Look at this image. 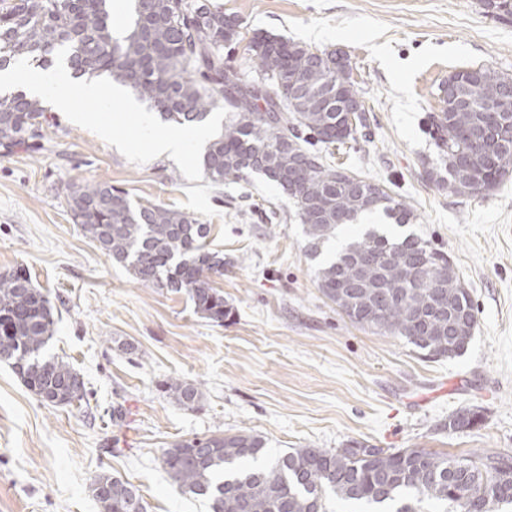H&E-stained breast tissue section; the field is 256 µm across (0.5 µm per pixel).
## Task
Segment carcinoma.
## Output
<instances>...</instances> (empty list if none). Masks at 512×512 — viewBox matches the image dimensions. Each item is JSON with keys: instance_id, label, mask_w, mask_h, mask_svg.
Returning a JSON list of instances; mask_svg holds the SVG:
<instances>
[{"instance_id": "obj_1", "label": "carcinoma", "mask_w": 512, "mask_h": 512, "mask_svg": "<svg viewBox=\"0 0 512 512\" xmlns=\"http://www.w3.org/2000/svg\"><path fill=\"white\" fill-rule=\"evenodd\" d=\"M495 18L512 17V0H482ZM130 24L116 36L111 0H0V70L18 59L48 67L58 52L76 75L106 76L132 90L164 122L205 125L211 111L231 113L224 131L202 154L205 178L220 186L253 174L291 198L303 224L308 254L321 256L338 230L364 213L382 210L397 224L413 217L387 187L333 165L314 146L357 143L362 112L347 122L338 103L359 96L350 63L337 50H312L280 37L253 36L249 51L258 78L245 81L224 64V46L237 42L240 20L209 0H129ZM512 77L490 67L455 72L439 86L442 107L428 134L441 169L426 178L456 196H481L512 176V112L484 147L459 138L483 128L487 106ZM43 103L23 91L0 92V147L32 149L40 137ZM68 208L83 233L145 287L185 291L195 312L216 324L227 315L212 275L224 256L206 244L210 228L184 212L135 206L108 183L70 193ZM318 287L353 324L401 336L423 357L461 354L477 326L468 289L447 255L421 237L395 240L374 228L347 242L317 270ZM55 334L53 307L23 269L0 275V355L26 386L52 405L84 400L85 384L66 360L46 354ZM163 392L194 408L201 393L172 378ZM478 418L465 409L448 416V430ZM265 440L252 433L193 437L162 450L160 465L183 494L208 500L211 512H327L334 496L348 504L392 512H499L512 504V457L466 456L425 448H375L355 443L332 450L307 446L266 458ZM130 483L102 472L90 489L101 512H146Z\"/></svg>"}]
</instances>
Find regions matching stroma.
I'll use <instances>...</instances> for the list:
<instances>
[{"mask_svg": "<svg viewBox=\"0 0 512 512\" xmlns=\"http://www.w3.org/2000/svg\"><path fill=\"white\" fill-rule=\"evenodd\" d=\"M212 2L241 21L224 59L245 78L256 75V32L347 55L370 127L334 161L412 206L409 224L378 221L448 256L475 305L474 337L461 355L428 360L351 324L319 289L280 187L257 175L212 187L203 142L156 154L137 135L129 96L108 111L75 96V112L49 108L39 148L0 149V273L24 268L48 297L58 324L47 352L77 370L89 402L43 403L0 361V512H99L90 484L102 471L132 484L147 512H209L204 498L176 492L158 461L196 436L257 434L273 456L356 442L512 456V177L486 196L448 193L425 176L437 152L423 132L450 74L485 65L512 75V19L480 0ZM99 182L210 226L224 256L223 324L201 319L186 293L138 284L84 235L67 198ZM171 378L199 388V408L163 393ZM465 408L476 424L449 431V415Z\"/></svg>", "mask_w": 512, "mask_h": 512, "instance_id": "stroma-1", "label": "stroma"}]
</instances>
